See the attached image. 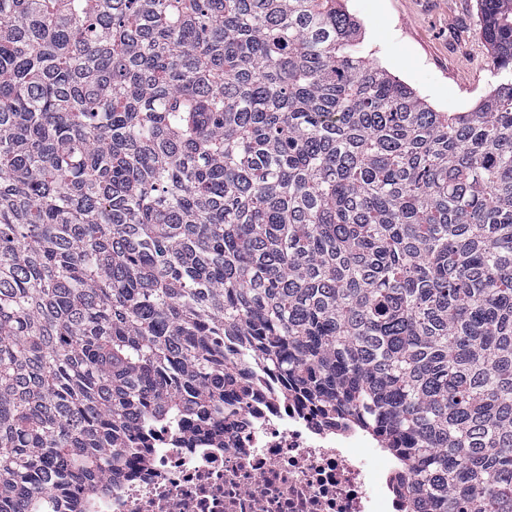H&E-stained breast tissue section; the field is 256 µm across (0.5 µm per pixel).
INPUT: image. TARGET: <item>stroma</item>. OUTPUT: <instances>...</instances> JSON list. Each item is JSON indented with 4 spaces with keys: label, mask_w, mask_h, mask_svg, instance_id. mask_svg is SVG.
Wrapping results in <instances>:
<instances>
[{
    "label": "stroma",
    "mask_w": 512,
    "mask_h": 512,
    "mask_svg": "<svg viewBox=\"0 0 512 512\" xmlns=\"http://www.w3.org/2000/svg\"><path fill=\"white\" fill-rule=\"evenodd\" d=\"M365 54L438 112L472 109L496 86L478 0H345Z\"/></svg>",
    "instance_id": "stroma-1"
}]
</instances>
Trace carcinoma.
Segmentation results:
<instances>
[{
	"instance_id": "obj_1",
	"label": "carcinoma",
	"mask_w": 512,
	"mask_h": 512,
	"mask_svg": "<svg viewBox=\"0 0 512 512\" xmlns=\"http://www.w3.org/2000/svg\"><path fill=\"white\" fill-rule=\"evenodd\" d=\"M437 112L342 0H0V512L105 494L236 366L512 512V0Z\"/></svg>"
}]
</instances>
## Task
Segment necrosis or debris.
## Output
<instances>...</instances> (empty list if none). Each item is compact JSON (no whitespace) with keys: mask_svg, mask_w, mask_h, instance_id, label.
<instances>
[{"mask_svg":"<svg viewBox=\"0 0 512 512\" xmlns=\"http://www.w3.org/2000/svg\"><path fill=\"white\" fill-rule=\"evenodd\" d=\"M223 426L157 431L83 512H404L380 437L239 368Z\"/></svg>","mask_w":512,"mask_h":512,"instance_id":"obj_1","label":"necrosis or debris"}]
</instances>
